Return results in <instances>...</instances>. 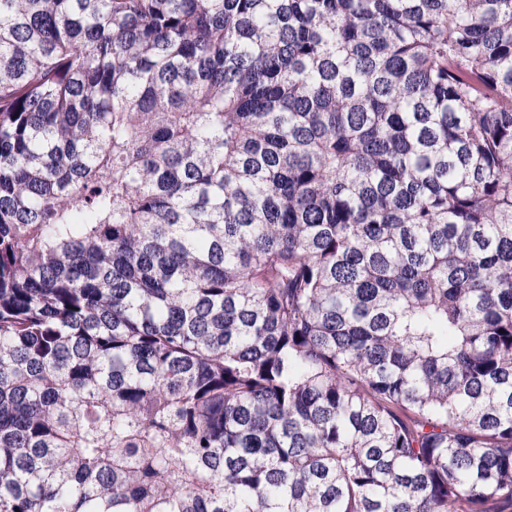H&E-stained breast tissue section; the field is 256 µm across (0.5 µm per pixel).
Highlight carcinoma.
<instances>
[{"label":"carcinoma","instance_id":"1","mask_svg":"<svg viewBox=\"0 0 512 512\" xmlns=\"http://www.w3.org/2000/svg\"><path fill=\"white\" fill-rule=\"evenodd\" d=\"M0 512H512V0H0Z\"/></svg>","mask_w":512,"mask_h":512}]
</instances>
